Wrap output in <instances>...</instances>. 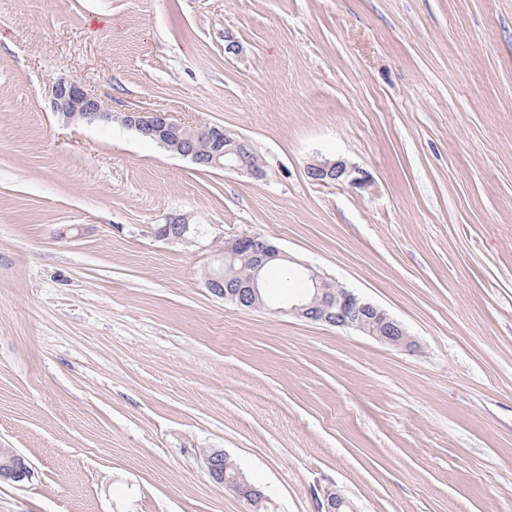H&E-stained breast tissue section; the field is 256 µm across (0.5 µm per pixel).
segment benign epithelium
<instances>
[{
    "label": "benign epithelium",
    "mask_w": 512,
    "mask_h": 512,
    "mask_svg": "<svg viewBox=\"0 0 512 512\" xmlns=\"http://www.w3.org/2000/svg\"><path fill=\"white\" fill-rule=\"evenodd\" d=\"M50 107L68 122L91 124L112 120V113L105 110L100 99L83 82L74 78H59L52 83ZM121 122L144 136L154 138L195 165L243 171L255 178L264 175L263 168L253 164L242 151L243 139L233 136L222 126L194 127L191 136L183 140L171 137L170 132L187 130L189 126L158 110L125 112ZM307 174L316 182L346 184L358 189L371 184L369 175L363 169L343 159H317L308 164ZM166 223L172 225V230L165 234L155 232L160 240L183 241L186 233L190 232L189 220L182 215H171L167 217ZM240 250H246L250 255L252 272L249 279L243 282L242 287L228 291L222 289L220 280L214 279L208 288L241 308H265L267 302L262 299V269L267 262L283 257V253L257 234H245L224 241V254ZM304 270L312 288L308 289L306 295L288 302L287 306L278 307V311L312 322L351 328L395 347L412 344L404 326L374 304L339 282L328 280L309 266L304 267ZM204 462L214 482L233 489L256 510L266 507L268 496L249 485L242 474H224V451L212 450L204 454ZM30 474V467L24 457L11 448L6 449L0 457V483L21 482ZM318 508L321 512H355L350 502L333 489L324 492V502Z\"/></svg>",
    "instance_id": "obj_1"
}]
</instances>
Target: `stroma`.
Wrapping results in <instances>:
<instances>
[{
    "label": "stroma",
    "mask_w": 512,
    "mask_h": 512,
    "mask_svg": "<svg viewBox=\"0 0 512 512\" xmlns=\"http://www.w3.org/2000/svg\"><path fill=\"white\" fill-rule=\"evenodd\" d=\"M235 40L237 53L225 50ZM77 78L112 111L49 108ZM248 140L199 169L124 126ZM365 170L320 184L314 158ZM183 214L198 237L153 231ZM258 234L413 344L206 285ZM0 512H512V0H0ZM121 122L143 136H149L170 151L189 159L195 165L243 171L255 178L264 175L263 167L250 161L242 151L243 139L234 137L223 126L190 127L158 110H132L123 113ZM191 129V136L175 139L171 131ZM224 147V150H223ZM31 474L24 457L12 448H6L0 459V483L21 482ZM224 455L226 454L223 450H212L204 454V462L209 476L215 483L222 484L233 489L240 497L247 500L250 505L256 509L255 511H258L261 508L264 509L269 501L268 496L262 493L264 492L267 494L265 490L259 485L249 481L245 476L246 480L254 487L249 485L240 472L239 474L236 473L234 475L227 476L236 471H240V468L232 458L229 456L224 458ZM224 470L227 475L224 474Z\"/></svg>",
    "instance_id": "1"
}]
</instances>
